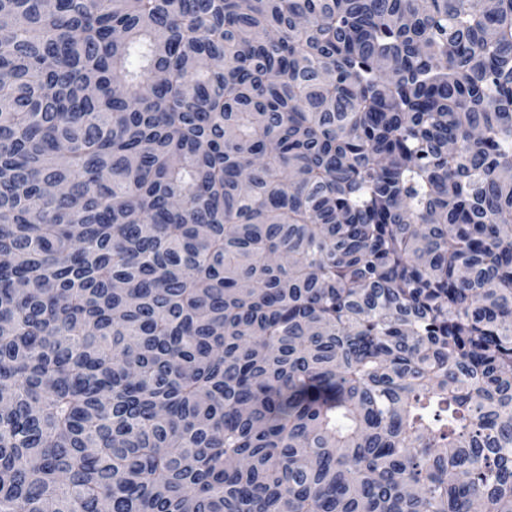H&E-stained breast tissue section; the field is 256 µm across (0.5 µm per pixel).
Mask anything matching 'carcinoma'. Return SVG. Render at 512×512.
<instances>
[{
  "label": "carcinoma",
  "mask_w": 512,
  "mask_h": 512,
  "mask_svg": "<svg viewBox=\"0 0 512 512\" xmlns=\"http://www.w3.org/2000/svg\"><path fill=\"white\" fill-rule=\"evenodd\" d=\"M0 512H512V0H0Z\"/></svg>",
  "instance_id": "1"
}]
</instances>
